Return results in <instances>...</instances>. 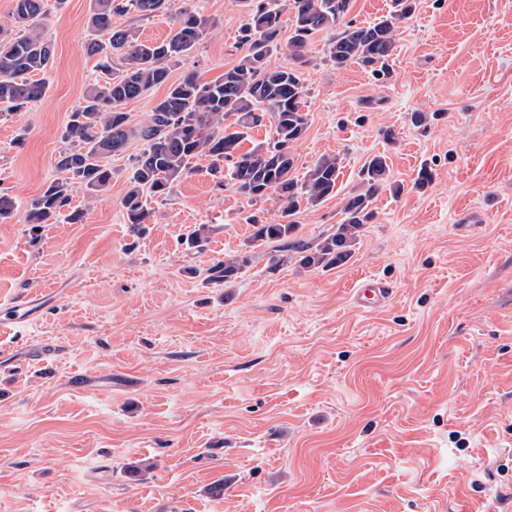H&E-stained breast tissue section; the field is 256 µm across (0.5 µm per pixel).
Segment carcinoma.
Here are the masks:
<instances>
[{
  "instance_id": "carcinoma-1",
  "label": "carcinoma",
  "mask_w": 512,
  "mask_h": 512,
  "mask_svg": "<svg viewBox=\"0 0 512 512\" xmlns=\"http://www.w3.org/2000/svg\"><path fill=\"white\" fill-rule=\"evenodd\" d=\"M46 0H15L11 22L15 35L0 38V117L9 116L43 99L48 90L47 71L53 65V45L44 34ZM351 0H252L241 44L240 62L213 82H202L189 72L181 81L168 83L170 65L190 55L204 39L208 22L187 8L160 42L144 41L132 28L114 24V17L133 12L144 19L165 14L167 0H96L90 17L93 29L109 35L108 42L86 45L92 56H102L105 79L90 85L82 101L69 115L61 133L62 147L54 158L57 177L33 198L24 223L36 231L64 217L71 223L83 218L72 207L73 194L106 191L112 182L109 159L123 152L137 138L141 151L127 174L122 199L132 234L145 232L152 198L167 197L193 173L192 160L209 159L208 172L224 186L252 202L271 200L281 220L252 221L256 241L276 244L277 252H292L303 269L340 266L352 256V247L366 224L374 218L372 204L385 187L398 194L402 187L389 182L386 158L376 155L365 162L361 192L343 201V218L336 231L316 245L294 237L297 225L290 220L302 204L316 205L337 195L341 158L324 155L303 178L293 175L292 149L306 131L308 120L305 86L297 70L272 68L269 57L281 47L302 65L306 46L320 31L343 27L330 49L338 67L359 62L378 73L394 54L396 23L414 11L415 0H392L389 17L367 25L343 22ZM289 13L286 44H281L283 13ZM169 84L145 122L134 126L123 106L150 89ZM269 118L272 136L244 151L249 131ZM247 263L234 256L213 264L208 280L232 282Z\"/></svg>"
}]
</instances>
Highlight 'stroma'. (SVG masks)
Wrapping results in <instances>:
<instances>
[{"label": "stroma", "instance_id": "35a3bbf8", "mask_svg": "<svg viewBox=\"0 0 512 512\" xmlns=\"http://www.w3.org/2000/svg\"><path fill=\"white\" fill-rule=\"evenodd\" d=\"M94 5L50 0V90L0 120V192L19 205L55 178L68 117L102 76L85 51L107 38ZM188 5L208 32L170 79L217 80L244 54L249 0L121 21L159 42ZM335 37L308 44L294 154L299 176L339 155L338 194L301 207L295 235L335 231L373 156L405 186L379 192L347 263L303 270L254 240L250 217L277 220L274 203L216 186L204 158L133 237L136 140L107 192L75 194L82 221L0 223V298L51 301L26 331L0 330V512H512V0H416L380 75L337 68ZM424 166L433 180L414 188ZM235 255L237 278L209 282ZM368 277L391 290L376 311L352 300ZM247 263L245 257L234 256L224 261L213 264L208 269V280L215 284H226L232 282Z\"/></svg>", "mask_w": 512, "mask_h": 512}]
</instances>
